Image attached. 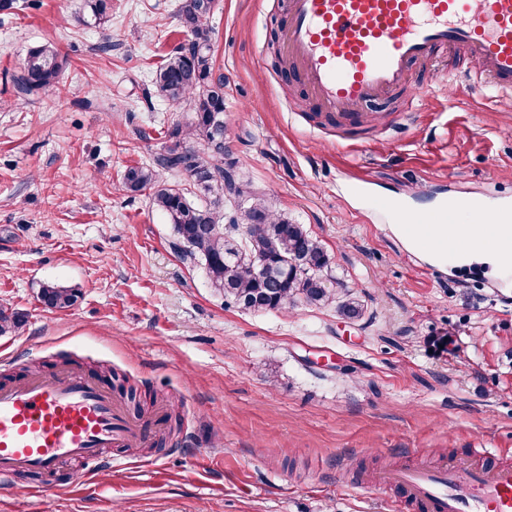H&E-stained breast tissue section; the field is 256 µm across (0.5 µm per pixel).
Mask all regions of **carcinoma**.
<instances>
[{"mask_svg":"<svg viewBox=\"0 0 512 512\" xmlns=\"http://www.w3.org/2000/svg\"><path fill=\"white\" fill-rule=\"evenodd\" d=\"M213 0H182L179 16L191 18L190 39L176 48L155 71L153 87L170 103L188 104L191 118L171 123L168 144L146 166L128 168L123 188L151 191L150 201L172 224L173 249L184 259L204 265L211 287L237 308L247 311L285 310L298 302L336 304L339 313L358 319L363 308L331 273L330 259L320 242L301 224L271 210L263 195L243 182L231 162L224 161V80L214 76ZM91 17L106 22L109 0H89ZM63 69L50 45L28 51L21 71L13 75L18 97L28 98L58 83ZM185 175L205 197L194 205L183 189L164 177ZM250 201L234 215L224 214V200ZM76 292L55 284L40 290L41 302L52 310L71 307ZM23 318L0 310V334L18 330Z\"/></svg>","mask_w":512,"mask_h":512,"instance_id":"cac0c4a2","label":"carcinoma"}]
</instances>
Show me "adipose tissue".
<instances>
[{
    "label": "adipose tissue",
    "instance_id": "ef3b65f1",
    "mask_svg": "<svg viewBox=\"0 0 512 512\" xmlns=\"http://www.w3.org/2000/svg\"><path fill=\"white\" fill-rule=\"evenodd\" d=\"M392 230L430 265L447 269L483 263L512 282L511 224H396Z\"/></svg>",
    "mask_w": 512,
    "mask_h": 512
}]
</instances>
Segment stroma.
<instances>
[{"label":"stroma","mask_w":512,"mask_h":512,"mask_svg":"<svg viewBox=\"0 0 512 512\" xmlns=\"http://www.w3.org/2000/svg\"><path fill=\"white\" fill-rule=\"evenodd\" d=\"M289 0H216L210 23L224 124L240 178L323 244L364 307L297 304L250 313L226 303L201 263L181 259L148 193L122 191L175 120L152 92L157 67L189 38L181 0H112L105 28L87 0H26L0 21V382L69 363L126 375L145 414L164 408L152 447L83 473L0 482V512H388L366 483L378 469L495 449L512 464V288L489 266L448 271L409 253L386 212L441 223L442 202H512V100L442 52L411 89L370 103L371 126L330 121L268 43ZM56 47L60 83L20 100L30 48ZM74 289L64 311L43 284Z\"/></svg>","instance_id":"obj_1"}]
</instances>
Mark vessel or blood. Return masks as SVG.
I'll list each match as a JSON object with an SVG mask.
<instances>
[{
	"instance_id": "vessel-or-blood-1",
	"label": "vessel or blood",
	"mask_w": 512,
	"mask_h": 512,
	"mask_svg": "<svg viewBox=\"0 0 512 512\" xmlns=\"http://www.w3.org/2000/svg\"><path fill=\"white\" fill-rule=\"evenodd\" d=\"M282 49L314 105L372 122L370 101L410 86V66L438 50L465 58L477 83L512 97V0H291ZM144 425L96 377L66 365L0 383V479L61 463L87 467L147 444ZM391 512H512V465L450 461L373 473Z\"/></svg>"
}]
</instances>
